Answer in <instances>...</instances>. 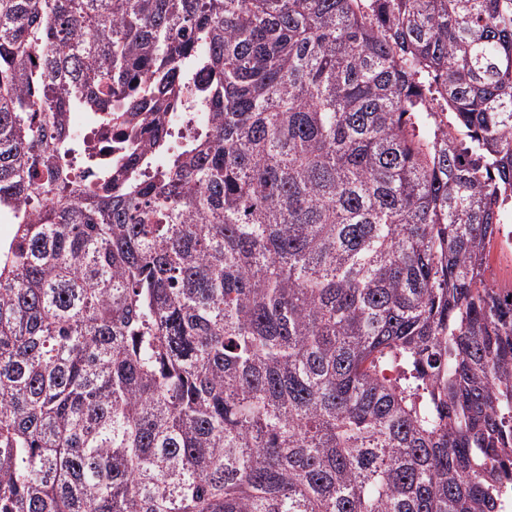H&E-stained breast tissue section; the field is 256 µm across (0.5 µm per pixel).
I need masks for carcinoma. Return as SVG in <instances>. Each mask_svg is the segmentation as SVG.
I'll return each mask as SVG.
<instances>
[{
	"label": "carcinoma",
	"instance_id": "obj_1",
	"mask_svg": "<svg viewBox=\"0 0 512 512\" xmlns=\"http://www.w3.org/2000/svg\"><path fill=\"white\" fill-rule=\"evenodd\" d=\"M511 205L512 0H0V512H503Z\"/></svg>",
	"mask_w": 512,
	"mask_h": 512
}]
</instances>
